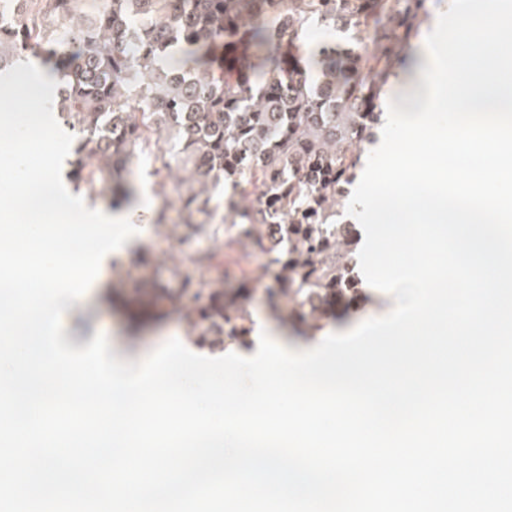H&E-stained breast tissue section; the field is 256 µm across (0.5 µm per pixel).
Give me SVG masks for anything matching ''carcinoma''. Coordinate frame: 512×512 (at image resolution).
I'll return each instance as SVG.
<instances>
[{
	"label": "carcinoma",
	"mask_w": 512,
	"mask_h": 512,
	"mask_svg": "<svg viewBox=\"0 0 512 512\" xmlns=\"http://www.w3.org/2000/svg\"><path fill=\"white\" fill-rule=\"evenodd\" d=\"M0 25V73L38 59L58 77L54 106L76 138L69 179L129 205L127 165L140 152L161 163L178 204L167 228L180 244L233 217L236 242L274 275L272 313L320 328L357 290L359 235L334 221L379 122L396 60L422 20L424 0H11ZM354 30L362 46L306 44L312 25ZM233 187L226 200L222 185ZM193 293L197 339L212 348L249 334L247 281L226 292L200 280L143 288ZM293 302L290 310L279 299Z\"/></svg>",
	"instance_id": "1"
}]
</instances>
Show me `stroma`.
I'll return each instance as SVG.
<instances>
[{
	"label": "stroma",
	"instance_id": "35a3bbf8",
	"mask_svg": "<svg viewBox=\"0 0 512 512\" xmlns=\"http://www.w3.org/2000/svg\"><path fill=\"white\" fill-rule=\"evenodd\" d=\"M447 2L426 0L425 18L408 46L399 49L395 73H405L418 62L424 50V37L434 28ZM141 230L142 246L125 259L114 261L106 295L95 301L76 303L71 325V335L75 340H90L100 333L108 338L111 346H120L126 352L145 355L171 338L179 339L185 346H194L190 325V315L194 308L192 296L183 297L176 311L170 309L166 300H153L154 318L139 328L134 327L118 301L119 296L134 295L138 289L154 283L169 288L179 287V276L183 273L228 288L237 287L243 277H250L253 294L250 311L256 315H268L266 290L271 286L272 279L263 269L260 258L247 256L245 248L235 244L236 229L231 222L219 225L216 238H192L176 248L171 246L167 235L153 225L142 224ZM226 245L230 246L233 256L223 264L201 270L193 265V257ZM384 305L385 300L377 289L360 287L357 295L342 304L340 313L323 320L322 327L331 331L342 324L358 325L381 316Z\"/></svg>",
	"mask_w": 512,
	"mask_h": 512
}]
</instances>
